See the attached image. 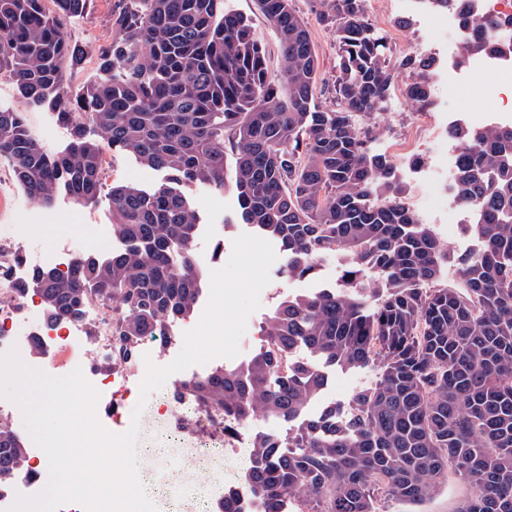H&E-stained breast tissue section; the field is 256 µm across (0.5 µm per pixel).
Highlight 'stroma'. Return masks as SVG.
I'll list each match as a JSON object with an SVG mask.
<instances>
[{
    "instance_id": "obj_1",
    "label": "stroma",
    "mask_w": 512,
    "mask_h": 512,
    "mask_svg": "<svg viewBox=\"0 0 512 512\" xmlns=\"http://www.w3.org/2000/svg\"><path fill=\"white\" fill-rule=\"evenodd\" d=\"M125 0H94L90 10L67 23L74 43L88 50L89 55L80 69L67 76L69 90H79L93 80L96 60L93 56L98 46L112 42L117 31L111 27V13L119 11ZM295 6L310 18L312 39L319 55L324 79L336 73V33L333 28L315 22L316 11L322 10L321 0H295ZM366 11L376 30L389 42L394 58L413 53L422 41L423 30L429 29L431 12L421 0H412L403 6L401 0H366ZM414 9L417 20L405 28L395 26V19L404 17L406 9ZM225 11L247 18L264 43L271 77H279L283 58L267 19L259 12L255 0H224ZM463 101H445L444 111L435 113L428 136L421 149H413L419 116L417 110L405 99L400 90H393L390 100L377 119L379 131L371 141L373 152L386 155L393 164L405 189L406 200L422 223L431 225L438 239L447 244L451 253L460 255L477 248L476 236L461 232L468 216L455 202L438 203V193L444 192L448 174L446 163L451 152L461 150V141L448 135L447 111L462 112L473 126L491 120L489 105L512 107V86L497 87L492 97H485L478 88H469ZM0 107L23 113L31 138L48 154L63 150L71 140L70 129L59 122L47 108L35 106L23 97L16 84L0 75ZM420 158V165H413V158ZM105 180L109 183H126L146 187L160 178L159 172L142 167L126 152L107 150L104 154ZM202 224L196 246L205 250L199 265L204 271L222 268L232 253L234 239L250 233L249 225L240 217L236 195L232 187L222 190H205L198 194ZM31 224L36 239L45 245L62 239L70 240L76 252L91 251L87 227L101 225L104 234L112 232V212L107 197L84 207L75 205L64 190H57L51 206L44 207L30 201L17 183L8 161L0 159V248L21 251L25 237L19 236L17 227ZM343 259L339 256L325 258L316 278L289 277L285 257H277L270 268L271 281L260 293V308L247 321V329L239 341L238 362L250 359L259 349L261 328L270 312L286 297L297 296L317 288H333L340 281ZM209 365H194L171 374L164 385L152 391L148 398H141L137 387H130L120 396L123 411L118 420L109 422L110 432H126L131 423H138L139 478L154 503L156 512H216L214 503L225 488L239 487L244 483L250 467L251 440L262 424L258 421L243 423L234 447L221 453H205L208 445L225 440L222 427L207 423L194 424L188 431L174 433L171 423L183 407L173 399V388L178 381L208 373ZM376 381L373 368L351 370L332 369L321 397L313 404V411L328 405H348L352 395L371 387ZM141 409V416H134V409Z\"/></svg>"
}]
</instances>
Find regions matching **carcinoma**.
Here are the masks:
<instances>
[{"label": "carcinoma", "instance_id": "cac0c4a2", "mask_svg": "<svg viewBox=\"0 0 512 512\" xmlns=\"http://www.w3.org/2000/svg\"><path fill=\"white\" fill-rule=\"evenodd\" d=\"M255 2L281 47L278 80L263 43L222 0H137L115 18L118 37L95 51L94 79L73 93L66 70L88 51L73 44L65 20L91 0H0V75L71 128L67 148L51 156L22 113L0 108V158L29 198L48 206L62 187L80 205L97 202L107 147L163 173L147 188L112 185L122 248L78 254L65 272L35 267L16 293L38 294L53 321L77 322L95 295L112 308L116 336L99 370L132 366L141 342L166 335L203 293L192 191L224 189L228 131L241 219L279 241L288 274L310 278L325 257L345 260L339 287L276 307L246 363L178 385L196 409L223 413L228 429L246 420L290 425L251 442L245 480L264 512H282L291 499L307 512L420 504L450 471L469 486L456 512H512V125L452 129L465 147L449 190L471 214L464 230L480 241L453 256L407 205L393 164L369 148L400 73L412 75L411 103L434 107L436 60L392 59L365 0H324L319 19L336 29L338 62L331 105L322 106L307 21L293 0ZM462 20L473 39L461 60L512 57V16ZM89 124L100 140L86 137ZM450 261L456 288L440 284ZM368 270L380 279H367ZM364 366L377 372L373 386L346 408L308 415L326 369ZM32 474L22 438L0 421V485Z\"/></svg>", "mask_w": 512, "mask_h": 512}]
</instances>
